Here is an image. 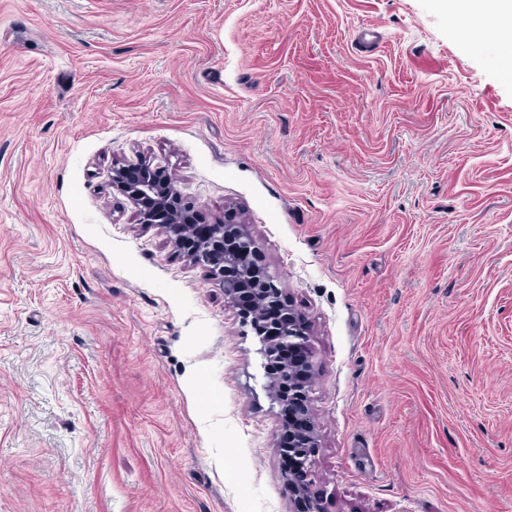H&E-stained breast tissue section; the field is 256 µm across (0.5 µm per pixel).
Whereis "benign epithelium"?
Instances as JSON below:
<instances>
[{"mask_svg": "<svg viewBox=\"0 0 512 512\" xmlns=\"http://www.w3.org/2000/svg\"><path fill=\"white\" fill-rule=\"evenodd\" d=\"M112 194L122 196L134 209L138 223L159 227L166 239L180 248L189 238L188 260L224 286V301L234 307L243 295L254 297L266 313L241 311L242 324L258 336L265 375L264 390L277 414L288 416L283 431L288 440L277 443L283 456L294 458L287 472L294 502L290 512H326L317 488V422L312 409L315 371L311 327L294 302L278 285V276L258 260L257 247L243 216L233 206L224 217L198 225L194 209L177 182L145 158L112 167Z\"/></svg>", "mask_w": 512, "mask_h": 512, "instance_id": "7a95c632", "label": "benign epithelium"}]
</instances>
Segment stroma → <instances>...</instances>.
<instances>
[{"mask_svg":"<svg viewBox=\"0 0 512 512\" xmlns=\"http://www.w3.org/2000/svg\"><path fill=\"white\" fill-rule=\"evenodd\" d=\"M445 0H0V512H289L259 344L110 189L237 208L312 327L328 512H512V55Z\"/></svg>","mask_w":512,"mask_h":512,"instance_id":"1","label":"stroma"}]
</instances>
